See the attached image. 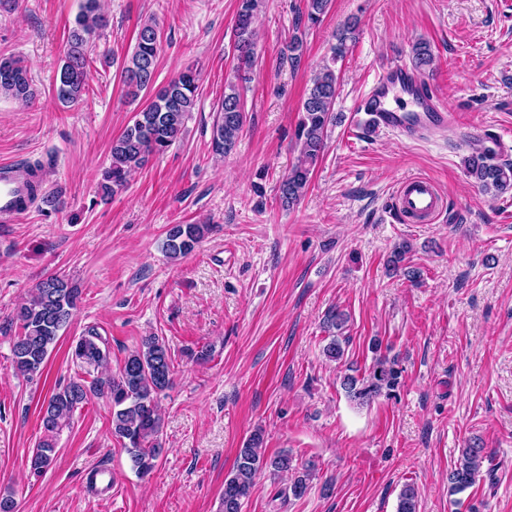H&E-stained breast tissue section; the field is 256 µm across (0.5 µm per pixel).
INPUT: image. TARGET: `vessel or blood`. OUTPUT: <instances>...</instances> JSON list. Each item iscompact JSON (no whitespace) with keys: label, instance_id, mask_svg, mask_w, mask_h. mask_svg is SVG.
Returning a JSON list of instances; mask_svg holds the SVG:
<instances>
[{"label":"vessel or blood","instance_id":"1","mask_svg":"<svg viewBox=\"0 0 512 512\" xmlns=\"http://www.w3.org/2000/svg\"><path fill=\"white\" fill-rule=\"evenodd\" d=\"M368 113L376 126L396 136L423 141L458 123L429 91L417 73L401 63L381 67L356 106ZM30 182L16 165L0 164V222L9 223L30 205ZM392 206L406 224H429L445 210L436 183L424 177L403 180L397 186Z\"/></svg>","mask_w":512,"mask_h":512}]
</instances>
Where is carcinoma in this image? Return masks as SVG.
<instances>
[{
  "mask_svg": "<svg viewBox=\"0 0 512 512\" xmlns=\"http://www.w3.org/2000/svg\"><path fill=\"white\" fill-rule=\"evenodd\" d=\"M257 0H239L235 21V50L237 69L252 65L255 55L256 31L254 27ZM331 7V0H306L307 21L316 25ZM107 25L100 0H81L74 25L69 29L63 64L56 80V98L63 104H74L82 97L87 79L89 56L95 40ZM356 23H348L337 34L338 44L333 47L331 61L346 53L348 34ZM159 34L155 22L140 27L136 45L123 62L121 76L128 93L136 98L143 91L155 90L150 103L137 112L131 125L112 142V165L106 171V192L124 188L127 177L136 168L143 167L153 155L172 146L183 131L184 120L196 103L199 73L189 67L167 85L154 89L156 62L159 51ZM303 55V41L297 37L289 41L280 52V62L299 65ZM11 69L0 71V95L10 96L21 102L34 97L32 78L28 66L20 58H9ZM433 55L424 42L413 49L412 62L417 70L430 66ZM338 92L336 71L325 64L312 79L301 103V118L295 139L299 155L288 174L281 180L278 192L283 206H292L303 196L310 182L312 167L324 151V134L332 119L333 106ZM246 121L244 101L238 86L229 81L217 108L212 128L213 153L224 155ZM467 174L480 189L494 196L512 190V165L500 161L494 154L477 151L468 159ZM207 231L204 224H175L167 232L164 249L173 259L191 253ZM408 243L395 247L387 266L392 272L404 269ZM81 300V291L69 280L53 274L41 281L29 300L10 317L18 324L20 333L14 337L12 355L17 373L31 379L42 374L49 347L56 341L59 331L65 328ZM348 322V315L331 307L324 319L325 328L331 333L324 346V355L334 361L344 357L346 338L341 336ZM72 360L81 368L97 370L108 364L102 337L93 329L80 337L73 349ZM172 376V360L166 344L157 336H147L132 351L119 374L96 378L87 386L71 380L53 393L43 405L42 425L45 435L31 456L34 474L44 473L53 463L56 435L68 424L74 410L95 392L112 403V435L126 449L133 470L145 477L157 466L162 448L157 438L162 420L158 411L160 395L168 389ZM401 371L397 361L386 356L374 358L369 373L358 378L346 374L341 388L347 398L359 405H369L399 384ZM262 433L255 432L238 450L232 471L224 480L221 512H242L254 487L257 475L269 469L272 472L293 471V460L286 454L267 458L262 452ZM489 461L485 448L473 443L461 449L453 469L448 473L451 492L461 493L476 484L484 463ZM311 469L294 471L288 485V494L303 497L309 488ZM396 512H418V493L407 484L399 494Z\"/></svg>",
  "mask_w": 512,
  "mask_h": 512,
  "instance_id": "carcinoma-1",
  "label": "carcinoma"
}]
</instances>
